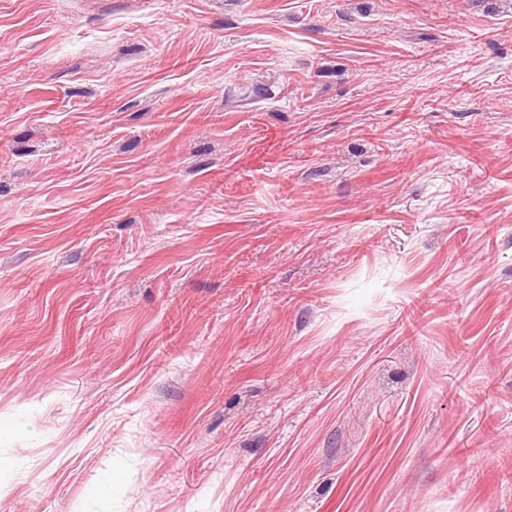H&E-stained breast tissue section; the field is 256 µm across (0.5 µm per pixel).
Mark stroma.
<instances>
[{
  "label": "stroma",
  "mask_w": 512,
  "mask_h": 512,
  "mask_svg": "<svg viewBox=\"0 0 512 512\" xmlns=\"http://www.w3.org/2000/svg\"><path fill=\"white\" fill-rule=\"evenodd\" d=\"M0 512H512V0H0Z\"/></svg>",
  "instance_id": "1"
}]
</instances>
